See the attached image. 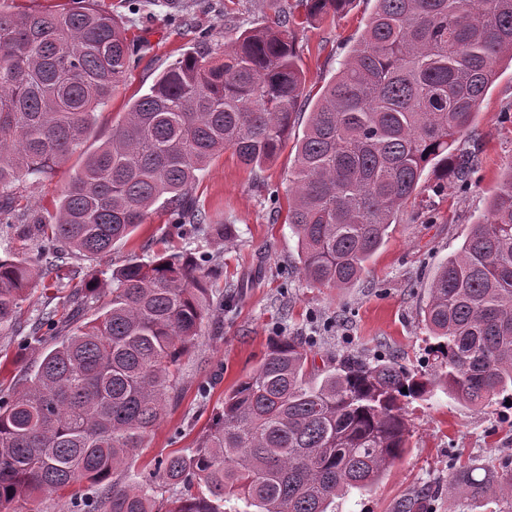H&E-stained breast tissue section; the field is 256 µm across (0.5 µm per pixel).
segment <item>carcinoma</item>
Returning <instances> with one entry per match:
<instances>
[{
  "label": "carcinoma",
  "mask_w": 512,
  "mask_h": 512,
  "mask_svg": "<svg viewBox=\"0 0 512 512\" xmlns=\"http://www.w3.org/2000/svg\"><path fill=\"white\" fill-rule=\"evenodd\" d=\"M351 3L303 0L302 21L290 13L245 29L222 58L184 54L93 149L96 111L134 63L126 29L93 0L0 10V235L38 248L0 256V332L13 330L37 277L112 251L159 209L178 233L207 224L231 239L233 225L210 223L193 197L198 173L226 149L252 169L275 159L305 97L295 30ZM505 60L512 0H375L298 141L287 220L308 285H353L427 165L467 180L475 155L454 145ZM75 154L80 167L53 220L15 214L20 183ZM211 278L196 258L165 251L89 285L80 309L91 319L42 314L32 334L46 326L54 342L23 391L0 397V507L86 482L102 489L103 512H156L149 487L110 479L162 418L171 368L209 315ZM424 323L435 339L432 378L348 354L320 379L302 337L277 340L224 394L191 454L160 464V476L181 486L167 512H226L232 500L251 512H328L404 454L403 402L436 387L466 405L512 400V171L434 273ZM474 472L448 479V492L479 497L492 484L512 512V469L481 480Z\"/></svg>",
  "instance_id": "obj_1"
}]
</instances>
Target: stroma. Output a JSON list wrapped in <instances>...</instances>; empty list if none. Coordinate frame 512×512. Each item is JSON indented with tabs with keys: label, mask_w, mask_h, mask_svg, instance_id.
<instances>
[{
	"label": "stroma",
	"mask_w": 512,
	"mask_h": 512,
	"mask_svg": "<svg viewBox=\"0 0 512 512\" xmlns=\"http://www.w3.org/2000/svg\"><path fill=\"white\" fill-rule=\"evenodd\" d=\"M276 1L286 10H302L299 0H186L183 22L175 25L161 0H141L134 12L123 0H97V7L121 16L129 36L142 42L124 86L96 113L98 134L108 135L131 100L196 47L200 33H207L214 53H223L235 32L270 23ZM373 4L354 0L346 14L297 30L295 46L307 94L320 92L336 74L364 31ZM302 136V128H295L263 169L250 170L228 149L200 173L193 194L213 222L235 225L232 243L216 244L203 224L183 237H170L168 217L159 212L110 253L76 260L64 279L50 275L34 281L13 331L0 334V395L13 396L25 387L26 371L40 357L31 333L43 311L76 301L89 282L110 277L128 259L148 260L165 246L191 252L217 269L212 280L215 307L195 347L181 359L176 394L162 421L117 471L120 484L157 482L156 499L165 501L170 491L158 483L159 462L196 446L225 393L252 373L281 337L306 338L319 370L327 357L358 352L433 373L422 312L426 287L437 268L458 251L470 225L485 215L490 195L512 166V67L500 69L458 142L460 149L478 155L468 183L425 169L368 270L343 291L309 287L296 270L297 237L286 215L289 176ZM78 167L73 157L48 177L23 183L24 202L43 216L53 215ZM404 411L411 428L405 455L368 490L337 498L334 512H401L404 501L421 491L434 495L436 512H488L485 502L494 498V491L475 499L454 498L448 494V480L455 469L473 462L496 471L512 460V409L495 402L469 407L439 391L406 402Z\"/></svg>",
	"instance_id": "obj_1"
}]
</instances>
